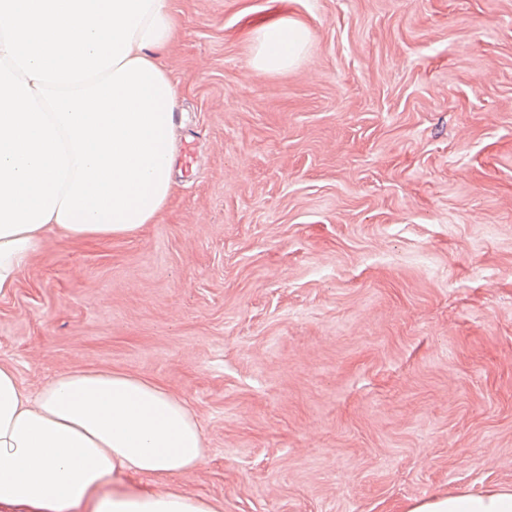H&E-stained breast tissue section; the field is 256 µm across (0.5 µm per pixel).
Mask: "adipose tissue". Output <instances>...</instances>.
<instances>
[{"label":"adipose tissue","mask_w":512,"mask_h":512,"mask_svg":"<svg viewBox=\"0 0 512 512\" xmlns=\"http://www.w3.org/2000/svg\"><path fill=\"white\" fill-rule=\"evenodd\" d=\"M175 36L170 0H155L129 57L157 63L159 50ZM252 37L254 69L273 74L299 60L310 31L282 17L261 24ZM61 230L53 219L0 239V298L13 292L20 269L46 236ZM66 233L86 241L136 231ZM206 459V437L194 411L158 382L124 371L74 369L32 394L12 366L0 364V512H224L221 501L171 483ZM131 477L159 485L130 490L124 481ZM404 512H512V488L416 499Z\"/></svg>","instance_id":"1"}]
</instances>
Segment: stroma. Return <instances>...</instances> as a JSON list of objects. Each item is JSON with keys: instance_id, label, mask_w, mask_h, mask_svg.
I'll list each match as a JSON object with an SVG mask.
<instances>
[{"instance_id": "35a3bbf8", "label": "stroma", "mask_w": 512, "mask_h": 512, "mask_svg": "<svg viewBox=\"0 0 512 512\" xmlns=\"http://www.w3.org/2000/svg\"><path fill=\"white\" fill-rule=\"evenodd\" d=\"M183 119L135 237L48 236L0 363L160 382L224 512H402L512 486V0H170ZM289 16L299 63L256 72ZM253 67L264 74L279 73L292 67L305 52L310 31L294 18L282 17L261 24L252 33Z\"/></svg>"}]
</instances>
